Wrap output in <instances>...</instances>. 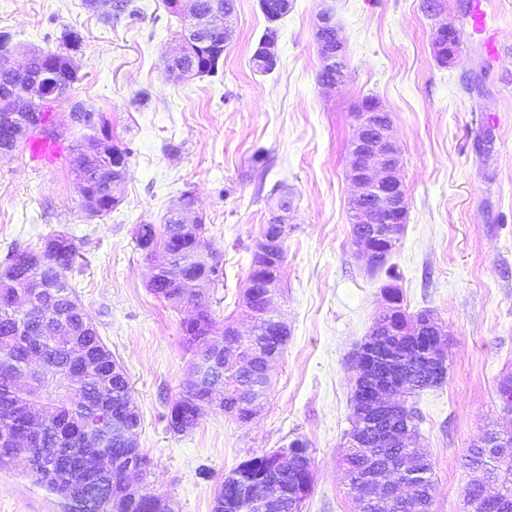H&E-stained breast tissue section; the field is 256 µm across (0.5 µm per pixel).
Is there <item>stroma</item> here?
<instances>
[{"instance_id": "35a3bbf8", "label": "stroma", "mask_w": 512, "mask_h": 512, "mask_svg": "<svg viewBox=\"0 0 512 512\" xmlns=\"http://www.w3.org/2000/svg\"><path fill=\"white\" fill-rule=\"evenodd\" d=\"M503 51L490 61L467 24L469 0H292L277 24L279 61L269 74L251 57L267 26L258 0H235L234 39L217 74L176 79L165 67L185 22L164 0H133L137 16L111 20L86 0H0V32L17 49L58 50L79 31L72 100L99 112L114 144L130 148L123 200L88 216L69 161L82 133L60 135L58 157L18 150L0 159V256L60 232L80 257L69 281L124 366L141 415L138 446L148 487L176 512H212L225 474L241 461L302 438L314 483L303 512H353L339 468L350 428L353 354L394 283L408 313L430 310L448 334V378L422 391L421 445L433 463V512H464L471 473L463 457L485 429H512L499 382L512 376V0H490ZM331 7L346 47L345 81L320 85L317 13ZM460 32L452 65L433 52L439 22ZM482 91L466 93L463 76ZM376 97L401 152L408 216L384 267H372L351 233L347 179L352 111ZM71 102L49 114L59 124ZM191 193L217 252L224 284L208 303L241 329L239 305L269 208L288 193L285 258L274 297L290 331L256 417L207 412L190 432L167 428L170 403L190 379L175 309L148 289L152 264L135 245L138 224H159ZM398 277L390 279L388 268ZM0 512H54L24 462L0 472Z\"/></svg>"}]
</instances>
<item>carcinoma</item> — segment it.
<instances>
[{"label":"carcinoma","mask_w":512,"mask_h":512,"mask_svg":"<svg viewBox=\"0 0 512 512\" xmlns=\"http://www.w3.org/2000/svg\"><path fill=\"white\" fill-rule=\"evenodd\" d=\"M213 37L214 42L221 45L220 49L195 50L182 60L183 64L195 67L200 76L218 72L227 49L223 45L224 20H219ZM42 67L43 59L27 58L19 65L16 79L29 91L33 89V77ZM75 80V70L63 75L57 94L49 96L48 104L69 98ZM91 139V134H83V143L73 156L72 169L98 195V216L103 217L114 209L112 195H121L123 185H112V169L107 159L87 155V143ZM204 232L205 225L201 223L196 225L193 233L182 232L180 225L168 216L159 225L138 224L134 233L137 247L150 242L163 248L182 262L188 280L198 282V287L190 289L189 297L196 299L203 308L210 335H201L197 325L186 320L182 322V332L187 350L199 360L205 358L210 340L224 336L211 309L203 302L207 289L221 282L223 275L219 270H212L211 281H199L204 266L197 254V246ZM78 256L79 247L71 237L65 238L56 250L45 254L46 282L49 287L57 288V301L51 306L42 303L39 296L20 301L21 310L15 313V318L0 322V435L30 431L34 434L33 441L26 445L17 448L0 446V471L9 470L15 459L24 454L32 464L33 482L56 495L61 512H113V484L120 481V471L110 472L108 479L90 478L85 462L89 448L85 442L94 439L99 445L96 452L114 456L122 448L112 439V421L126 418L129 426L138 428L141 416L138 413L128 416L127 408L134 398L126 372L112 371V351L103 342L95 318L83 308L75 286L67 279V272L73 269ZM29 259V248L11 247L4 257V269L11 277L18 278L28 271ZM61 319L72 322L69 335L43 334L45 321ZM262 339L267 341L265 353L277 358L283 354L287 340L280 336L254 337L249 332L237 337L240 343ZM393 344L396 351L394 365L410 383L406 393L412 396L436 387L435 383L410 370L417 363L418 355L401 341L395 340ZM77 350L91 358L95 367L86 377L71 380L66 373L75 362ZM263 371L261 361L247 368L238 365L231 356L212 370V381L224 385V413L233 415V410L242 401L240 387L260 382ZM207 412L208 409L194 402V396L187 389L169 406L168 430L179 435L183 433L180 429L183 423L192 430ZM349 420L363 428L366 450L370 452L367 456L349 448L342 451L340 465L353 503L359 502L362 493L354 481V474L359 471L411 488L402 504L388 506L383 512H432L433 465L418 445L423 416L416 404H411L409 411L398 418L399 424L407 428L408 436L396 447L376 441L370 425L357 413H351ZM475 462L482 463L485 473L499 479L498 491L504 499V512H512V464L506 468L495 457L487 456L478 438L472 441L464 455V465L470 467ZM261 476L286 484L296 481L309 488L313 486L312 469L302 472L274 470L272 460L264 453L239 463L224 475L221 487L226 492L235 493L240 485ZM158 499L159 495L145 488L132 503L131 512H155Z\"/></svg>","instance_id":"1"}]
</instances>
